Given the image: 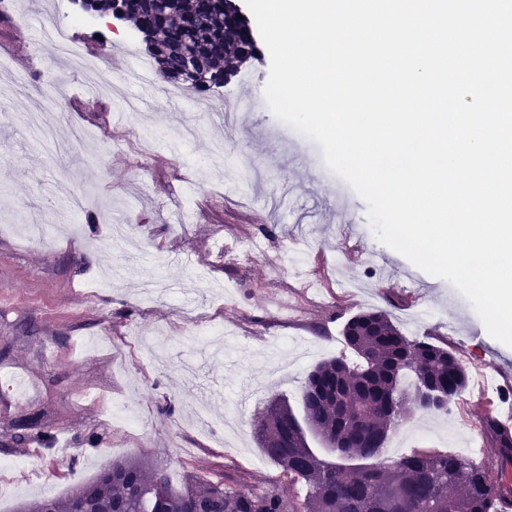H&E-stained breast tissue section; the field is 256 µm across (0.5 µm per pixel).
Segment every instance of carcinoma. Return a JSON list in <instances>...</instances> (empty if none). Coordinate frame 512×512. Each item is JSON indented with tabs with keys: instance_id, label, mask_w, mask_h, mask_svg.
<instances>
[{
	"instance_id": "1",
	"label": "carcinoma",
	"mask_w": 512,
	"mask_h": 512,
	"mask_svg": "<svg viewBox=\"0 0 512 512\" xmlns=\"http://www.w3.org/2000/svg\"><path fill=\"white\" fill-rule=\"evenodd\" d=\"M130 20L146 33V47L167 83L198 94L232 76L239 63L258 53L253 35L224 0H131ZM187 22L180 38L157 25V15ZM198 61L194 72L188 64ZM356 356L317 364L303 387L304 422L272 398L252 426V437L281 468L286 481L261 491L242 490L227 477L192 478L175 489L169 478L135 460L112 461V475L75 485L50 498L54 512H72L80 499L86 512H180L183 502L204 512H507L512 483V432L484 420L487 460L419 450L396 460L383 455L391 432L416 408L448 414L467 387L466 367L448 348L407 337L384 310L360 311L342 328ZM448 389L438 406L418 405L421 389ZM400 415H394V407ZM19 421L14 441H46ZM312 433L336 460L309 447Z\"/></svg>"
}]
</instances>
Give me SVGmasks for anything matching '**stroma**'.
I'll return each mask as SVG.
<instances>
[{
    "instance_id": "stroma-1",
    "label": "stroma",
    "mask_w": 512,
    "mask_h": 512,
    "mask_svg": "<svg viewBox=\"0 0 512 512\" xmlns=\"http://www.w3.org/2000/svg\"><path fill=\"white\" fill-rule=\"evenodd\" d=\"M50 16L94 57L136 68L148 55L131 27L113 40L101 17L70 0H0L9 48L0 84L27 72L15 97L44 125L59 127L66 112L118 142L99 163L91 145L68 156L0 123V460L41 475L16 486L0 512L65 495L116 459L166 471L176 488L228 473L246 490L279 481L250 424L275 396L302 415L307 374L346 353L343 325L363 310L390 311L407 336L448 343L468 372L492 358L512 365V347L467 298L382 244L366 203L320 146L271 112L269 53L204 96L217 112L246 96L251 110L226 129L197 121L196 138L172 155L167 144L196 121L194 99L117 124L120 101L86 94L72 62L39 48ZM219 140L229 158L261 166L259 186L220 170ZM60 182L88 196L74 233L48 204ZM229 244L248 248L246 259L220 257ZM478 394L469 385L446 416L411 413L386 458L485 443ZM117 397L142 413L140 427L107 425ZM29 417L53 433L52 447L11 440L12 424Z\"/></svg>"
}]
</instances>
